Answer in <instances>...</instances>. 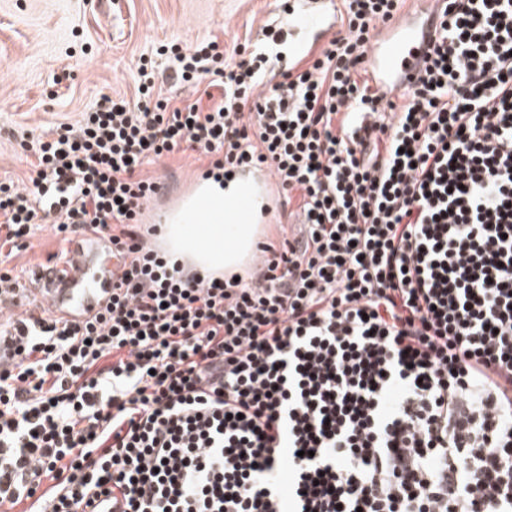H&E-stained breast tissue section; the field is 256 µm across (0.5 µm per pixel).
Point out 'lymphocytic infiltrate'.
I'll use <instances>...</instances> for the list:
<instances>
[{
  "mask_svg": "<svg viewBox=\"0 0 512 512\" xmlns=\"http://www.w3.org/2000/svg\"><path fill=\"white\" fill-rule=\"evenodd\" d=\"M403 2L340 0L284 71L271 33L245 58L160 45L133 99L26 144L27 182H0V297L38 224L122 264L93 319L14 314L0 507L512 512V0H446L396 97L365 61ZM164 70L197 98L163 95ZM187 150L268 171L296 219L248 279L188 270L137 220L161 187L142 166Z\"/></svg>",
  "mask_w": 512,
  "mask_h": 512,
  "instance_id": "lymphocytic-infiltrate-1",
  "label": "lymphocytic infiltrate"
}]
</instances>
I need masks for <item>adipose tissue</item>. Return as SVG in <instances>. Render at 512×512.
Returning a JSON list of instances; mask_svg holds the SVG:
<instances>
[{
	"label": "adipose tissue",
	"instance_id": "ef3b65f1",
	"mask_svg": "<svg viewBox=\"0 0 512 512\" xmlns=\"http://www.w3.org/2000/svg\"><path fill=\"white\" fill-rule=\"evenodd\" d=\"M247 194V187L237 180L209 182L202 206L219 212L223 223L168 225L167 249L193 262L202 272H238L260 232L259 225L241 209Z\"/></svg>",
	"mask_w": 512,
	"mask_h": 512
}]
</instances>
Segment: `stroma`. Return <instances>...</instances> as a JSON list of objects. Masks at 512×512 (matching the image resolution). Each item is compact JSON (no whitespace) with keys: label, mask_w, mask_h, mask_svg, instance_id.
Returning a JSON list of instances; mask_svg holds the SVG:
<instances>
[{"label":"stroma","mask_w":512,"mask_h":512,"mask_svg":"<svg viewBox=\"0 0 512 512\" xmlns=\"http://www.w3.org/2000/svg\"><path fill=\"white\" fill-rule=\"evenodd\" d=\"M269 29H288L281 0H0V182L30 172L22 136L76 121L103 98H133L138 60L153 47L212 39L229 49ZM206 164L188 151L146 171L179 186ZM61 250L42 224L7 266L29 289L33 270Z\"/></svg>","instance_id":"stroma-1"}]
</instances>
